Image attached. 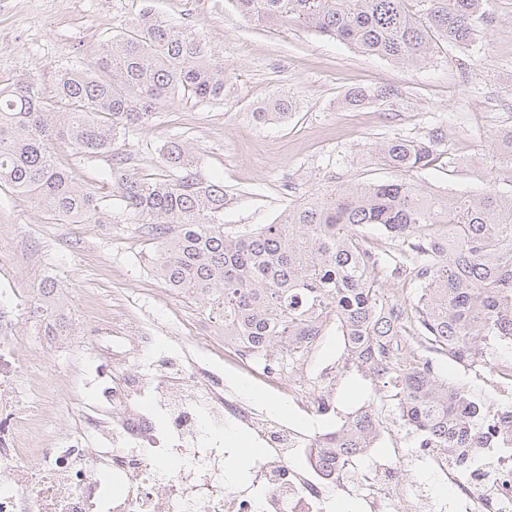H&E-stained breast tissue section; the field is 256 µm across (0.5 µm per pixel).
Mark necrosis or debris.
I'll return each instance as SVG.
<instances>
[{"label": "necrosis or debris", "instance_id": "4bbe7bcc", "mask_svg": "<svg viewBox=\"0 0 512 512\" xmlns=\"http://www.w3.org/2000/svg\"><path fill=\"white\" fill-rule=\"evenodd\" d=\"M72 322L47 294L0 290V512H327L342 480L333 461L317 458L308 430L260 412L225 384L223 370L194 354L206 349L267 390L299 396L302 388L225 344L209 318L199 332L175 337L160 369L151 364L157 336L139 318H122L120 341L97 338L98 408L76 427L56 429L58 407L32 373L23 328L58 347ZM131 357L138 364L125 369ZM484 382L497 409L476 436L478 463L463 469L433 448L420 460L441 471L460 512H512V429L498 423L499 409L512 408V365L499 363ZM227 428L250 432L263 448L250 485L225 481L233 451L219 435ZM383 471L363 478L370 512H399L404 498L421 497L401 470Z\"/></svg>", "mask_w": 512, "mask_h": 512}]
</instances>
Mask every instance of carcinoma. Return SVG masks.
Masks as SVG:
<instances>
[{
    "instance_id": "1",
    "label": "carcinoma",
    "mask_w": 512,
    "mask_h": 512,
    "mask_svg": "<svg viewBox=\"0 0 512 512\" xmlns=\"http://www.w3.org/2000/svg\"><path fill=\"white\" fill-rule=\"evenodd\" d=\"M260 25L298 26L344 41L397 65L430 61L440 43L466 47L483 19V0H232ZM227 74L211 59L199 31L146 9L102 48L92 68L59 69L56 98L38 84L0 88V184L29 195L65 224H140L158 250L155 275L176 294L200 301L224 323V342L265 366H294L333 328L346 338L345 364L376 376L385 400L422 448L470 466L483 412L468 388L438 376L424 349L465 367L492 371L493 350L512 339V196L489 187L473 196L436 194L406 179L438 158L437 134L391 137L375 147L401 178L357 183L290 203L253 232H224V185L201 172L198 148L181 138L159 147L158 177L130 173L118 143L152 123L167 102L224 101ZM353 90L346 103L370 97ZM294 95L282 92L254 108L255 122L288 117ZM512 160V130L493 135ZM65 142L90 160L109 156L112 196L74 181L54 156ZM371 225L398 243L386 262L366 249L358 229ZM387 264L418 284L414 299L388 296L374 278ZM382 425L372 405L319 441L344 467L373 447Z\"/></svg>"
}]
</instances>
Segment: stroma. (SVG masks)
<instances>
[{
	"label": "stroma",
	"mask_w": 512,
	"mask_h": 512,
	"mask_svg": "<svg viewBox=\"0 0 512 512\" xmlns=\"http://www.w3.org/2000/svg\"><path fill=\"white\" fill-rule=\"evenodd\" d=\"M146 7L199 28L229 80L222 103L169 102L149 126L131 132L123 148L126 167L140 175L160 174L162 141L170 136L197 141L203 173L223 183L227 193L226 233L272 223L289 202L314 193L395 179L373 150L375 142L394 135L441 134L443 158L410 175L435 193L475 195L492 187L512 195V162L492 145L493 133L512 127V0H486L488 20L471 45H441L430 63L416 68L361 54L303 28L252 23L231 0H0V84L33 81L45 97H53L59 67L93 65L102 46ZM464 60L471 65L466 73L460 69ZM390 86L401 90L399 101L372 98L356 110L344 106L353 90L373 94ZM279 91L297 95V112L282 124L256 123L253 108ZM54 152L78 183L109 181L107 158L82 159L62 142ZM0 248L17 258L9 280L29 288L48 277L75 318L68 344L47 350L34 341L28 348L45 382L69 401L59 421L63 429L91 402L71 365H94L98 328L132 314L153 328L164 348L181 322L200 312L194 301L171 294L153 275L146 257L156 245L138 225L56 224L5 184ZM343 349L341 337L329 334L313 351L311 364L294 368L291 378L311 385L322 367L335 365L337 419L374 404L385 429L377 453H393L430 503L448 497L449 484L418 462L419 448L402 428L398 409L374 403L377 387L367 373L345 367ZM224 377L264 413L276 410L291 421L306 415V404L282 392H259L232 367H225Z\"/></svg>",
	"instance_id": "35a3bbf8"
}]
</instances>
